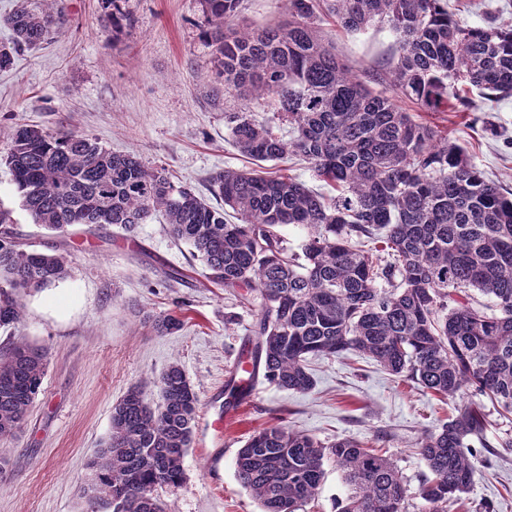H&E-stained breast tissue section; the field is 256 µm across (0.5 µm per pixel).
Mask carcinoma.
<instances>
[{
  "mask_svg": "<svg viewBox=\"0 0 512 512\" xmlns=\"http://www.w3.org/2000/svg\"><path fill=\"white\" fill-rule=\"evenodd\" d=\"M121 2L101 0L114 29L125 19ZM240 3L200 0L224 96L241 97L224 114L231 142L257 162L303 158L338 191L333 200L292 176L227 169L211 178L210 193L224 201L216 208L133 153L75 132L20 126L0 161L22 209L61 235L73 225L130 232L162 214L211 283L245 290L240 302L257 315L246 350L253 379L307 392L309 358L356 352L443 399L473 391L512 414V197L447 131L398 104L403 96L439 114L459 111L465 92L511 96L512 26L467 25L448 12V0H288L283 18L244 28ZM324 15L347 34H392L382 73L392 94L373 92L323 43ZM64 22L59 0H21L6 19L13 40L0 44V70ZM257 110L274 112L293 136L257 120ZM286 226L306 230L298 254L288 253ZM377 243L391 258L383 266L371 253ZM67 271V254L24 248L12 210L0 203V327L21 321L24 294ZM471 290L489 297L493 312L475 308ZM147 323L166 334L184 319L167 314ZM46 366L44 349L24 341L0 352L1 441L20 429ZM251 388L233 377L225 384L237 404ZM159 389L155 406L139 385L112 406L82 487L93 512H169L155 490L183 480L199 397L177 362ZM485 427L481 408L462 404L417 443L429 470L420 486L427 512H445L467 493L468 439ZM327 458L352 489L341 512H403L407 489L393 463L352 438L325 446L283 425L265 427L239 449L236 477L261 512H301L319 492Z\"/></svg>",
  "mask_w": 512,
  "mask_h": 512,
  "instance_id": "1",
  "label": "carcinoma"
}]
</instances>
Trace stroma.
Segmentation results:
<instances>
[{"mask_svg":"<svg viewBox=\"0 0 512 512\" xmlns=\"http://www.w3.org/2000/svg\"><path fill=\"white\" fill-rule=\"evenodd\" d=\"M62 7L67 26L0 71V152L19 126L75 131L112 151L137 154L146 166L165 167L173 181L203 195L217 172L251 168L224 124L238 102L225 97L201 39L199 0H126L128 20L117 32L99 0H63ZM448 8L472 25L491 18L512 25V0H448ZM319 33L360 75L376 73L390 53L383 30L351 35L326 18ZM401 106L415 120L446 127L449 141L464 147L485 176L512 190V97L477 96L465 111L436 116L406 99ZM0 203L13 209L27 248L60 249L70 259L66 277L25 297L18 326L0 328V348L22 339L48 354L41 393L16 437L0 441V460L8 463L0 474V512H91L81 488L113 405L136 383L158 401L159 377L175 361L200 406L183 481L157 490L171 512H260L236 478L235 459L254 431L277 422L325 444L352 437L382 449L407 488L406 512H423L419 488L428 469L416 444L448 421L453 402L349 353L311 358L308 392L259 379L247 403L225 412L217 393L252 336L255 313L204 279L190 247L170 234L162 217L131 233L77 226L60 236L33 224L3 165ZM172 312L187 318L173 334L156 333L144 321ZM484 411L488 426L469 442L470 491L449 501L446 512H480L486 504L512 512V449L500 446L512 438V418L489 404ZM219 420L223 444L203 456L200 445ZM324 469L305 512H339L346 499L333 460Z\"/></svg>","mask_w":512,"mask_h":512,"instance_id":"1","label":"stroma"}]
</instances>
